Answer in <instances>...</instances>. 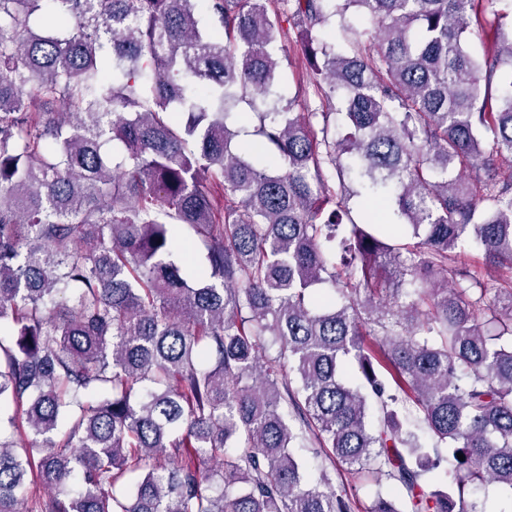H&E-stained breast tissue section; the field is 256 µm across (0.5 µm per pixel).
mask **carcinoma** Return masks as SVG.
I'll list each match as a JSON object with an SVG mask.
<instances>
[{
    "mask_svg": "<svg viewBox=\"0 0 512 512\" xmlns=\"http://www.w3.org/2000/svg\"><path fill=\"white\" fill-rule=\"evenodd\" d=\"M494 4L0 0V512H353L342 468L391 487L368 512L512 493ZM296 36L293 35V42L288 44L286 57L283 53L280 54L282 78L286 90L287 97H294L300 87L306 88V93H300L298 96L299 105L295 107L296 112H320L322 111L321 103L318 97L314 94L312 89H308L303 82V77L306 75L308 62L302 54L300 46L295 42Z\"/></svg>",
    "mask_w": 512,
    "mask_h": 512,
    "instance_id": "1",
    "label": "carcinoma"
}]
</instances>
